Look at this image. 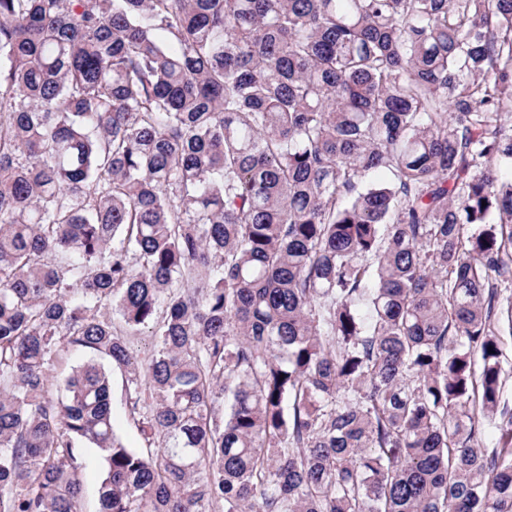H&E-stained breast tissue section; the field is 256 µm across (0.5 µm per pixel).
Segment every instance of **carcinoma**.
<instances>
[{"instance_id":"carcinoma-1","label":"carcinoma","mask_w":512,"mask_h":512,"mask_svg":"<svg viewBox=\"0 0 512 512\" xmlns=\"http://www.w3.org/2000/svg\"><path fill=\"white\" fill-rule=\"evenodd\" d=\"M509 164L512 0H0V512H512ZM125 375L119 370L113 371V392H112V411L114 417V427L116 432L122 437L123 441L131 448L140 447V441L137 431L128 418L123 405L122 396L124 393Z\"/></svg>"}]
</instances>
